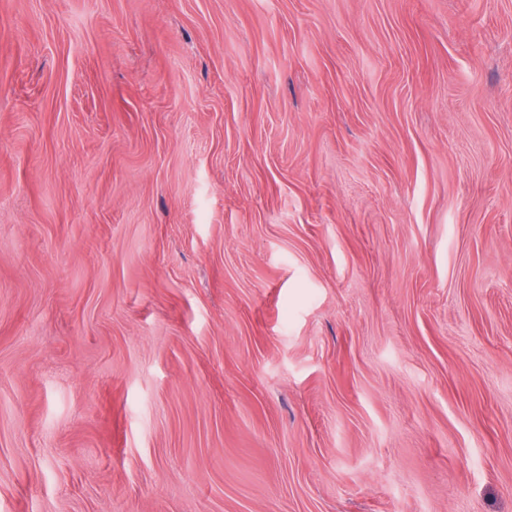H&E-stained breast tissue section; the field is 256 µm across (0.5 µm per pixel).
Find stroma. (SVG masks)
Instances as JSON below:
<instances>
[{"mask_svg": "<svg viewBox=\"0 0 512 512\" xmlns=\"http://www.w3.org/2000/svg\"><path fill=\"white\" fill-rule=\"evenodd\" d=\"M0 512H512V0H0Z\"/></svg>", "mask_w": 512, "mask_h": 512, "instance_id": "stroma-1", "label": "stroma"}]
</instances>
